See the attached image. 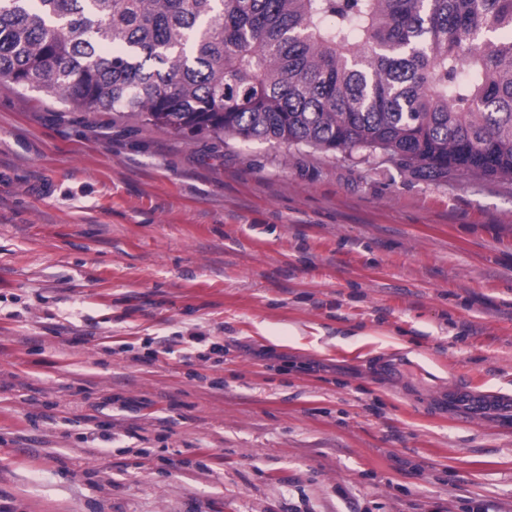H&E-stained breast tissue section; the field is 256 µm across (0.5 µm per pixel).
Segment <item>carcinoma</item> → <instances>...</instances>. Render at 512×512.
<instances>
[{
    "mask_svg": "<svg viewBox=\"0 0 512 512\" xmlns=\"http://www.w3.org/2000/svg\"><path fill=\"white\" fill-rule=\"evenodd\" d=\"M0 80L186 137L512 181V0H0Z\"/></svg>",
    "mask_w": 512,
    "mask_h": 512,
    "instance_id": "1",
    "label": "carcinoma"
}]
</instances>
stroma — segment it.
I'll return each mask as SVG.
<instances>
[{
	"label": "stroma",
	"instance_id": "obj_1",
	"mask_svg": "<svg viewBox=\"0 0 512 512\" xmlns=\"http://www.w3.org/2000/svg\"><path fill=\"white\" fill-rule=\"evenodd\" d=\"M480 504L512 512V181L0 81V512Z\"/></svg>",
	"mask_w": 512,
	"mask_h": 512
}]
</instances>
